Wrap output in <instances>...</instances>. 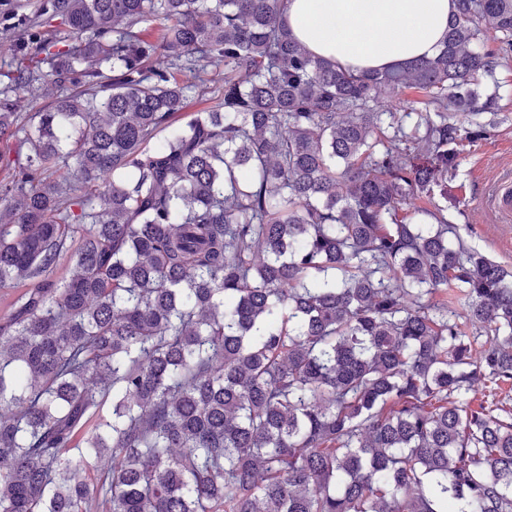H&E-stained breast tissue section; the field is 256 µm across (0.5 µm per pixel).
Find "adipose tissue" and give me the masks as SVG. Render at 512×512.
<instances>
[{
	"mask_svg": "<svg viewBox=\"0 0 512 512\" xmlns=\"http://www.w3.org/2000/svg\"><path fill=\"white\" fill-rule=\"evenodd\" d=\"M454 0H288L283 20L314 55L358 71L434 56Z\"/></svg>",
	"mask_w": 512,
	"mask_h": 512,
	"instance_id": "obj_1",
	"label": "adipose tissue"
}]
</instances>
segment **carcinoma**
Returning a JSON list of instances; mask_svg holds the SVG:
<instances>
[{
	"instance_id": "obj_1",
	"label": "carcinoma",
	"mask_w": 512,
	"mask_h": 512,
	"mask_svg": "<svg viewBox=\"0 0 512 512\" xmlns=\"http://www.w3.org/2000/svg\"><path fill=\"white\" fill-rule=\"evenodd\" d=\"M455 4L434 56L362 73L287 0L11 15L0 512H512V270L445 217L512 0Z\"/></svg>"
}]
</instances>
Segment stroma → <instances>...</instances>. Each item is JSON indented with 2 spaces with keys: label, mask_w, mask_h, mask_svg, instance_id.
Here are the masks:
<instances>
[{
  "label": "stroma",
  "mask_w": 512,
  "mask_h": 512,
  "mask_svg": "<svg viewBox=\"0 0 512 512\" xmlns=\"http://www.w3.org/2000/svg\"><path fill=\"white\" fill-rule=\"evenodd\" d=\"M512 173V98L484 139L465 143L462 162L448 182L446 218L472 247L512 268V219L499 216L489 197L499 176Z\"/></svg>",
  "instance_id": "1"
}]
</instances>
